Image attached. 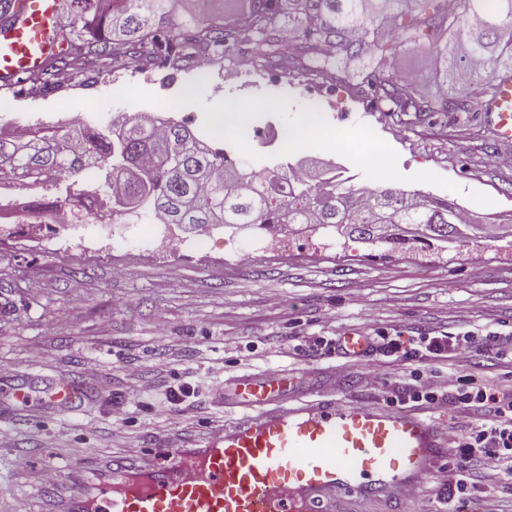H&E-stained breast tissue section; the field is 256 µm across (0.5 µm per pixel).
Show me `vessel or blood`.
<instances>
[{
	"mask_svg": "<svg viewBox=\"0 0 512 512\" xmlns=\"http://www.w3.org/2000/svg\"><path fill=\"white\" fill-rule=\"evenodd\" d=\"M58 0H22L0 28V87L40 73L60 49ZM481 110L512 143V75L495 78ZM243 416L206 440L176 444L166 464L113 463L95 489L73 480L64 512H318L337 493L376 497L420 486L445 453L426 412L303 400L283 377L237 381Z\"/></svg>",
	"mask_w": 512,
	"mask_h": 512,
	"instance_id": "obj_1",
	"label": "vessel or blood"
}]
</instances>
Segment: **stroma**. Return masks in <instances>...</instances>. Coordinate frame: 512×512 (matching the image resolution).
<instances>
[{"label": "stroma", "instance_id": "obj_1", "mask_svg": "<svg viewBox=\"0 0 512 512\" xmlns=\"http://www.w3.org/2000/svg\"><path fill=\"white\" fill-rule=\"evenodd\" d=\"M97 97L102 113L86 112L88 125L111 128L120 115L143 105L113 101L134 84L163 99L203 89L206 104L244 96L285 95L291 111L311 105L304 76L285 75L247 89L225 85L222 71L103 73ZM64 88L42 100L26 83L0 125L23 119L56 131L48 112L72 99ZM334 127L370 126L398 154L409 175L430 170L462 188L490 195L494 203L470 204L478 224L512 225V145L493 140L481 116L465 127L436 117L407 127L388 113L336 114L322 107ZM186 242L169 247L171 234ZM258 231L223 225L196 232L175 224L119 214L69 230L6 225L0 233V512H61L58 486L91 479L116 459L161 463L170 444L202 436L241 415L236 379L245 374H284L299 395L385 406L387 396L413 389L408 369L378 347L380 335L417 348L425 336L496 333L499 348L477 351L479 375L512 382V236L469 243L385 242L342 237L329 229L291 235L287 247L268 250ZM467 320H460V313ZM345 332L366 336L361 356L340 350L313 353L314 344ZM97 374L87 377L86 363ZM378 378H370V370ZM138 380L149 394L129 403ZM81 388L73 408L56 404L59 383ZM187 387L188 407L168 391ZM447 459H440L420 493L362 498L339 494L333 512H448Z\"/></svg>", "mask_w": 512, "mask_h": 512}]
</instances>
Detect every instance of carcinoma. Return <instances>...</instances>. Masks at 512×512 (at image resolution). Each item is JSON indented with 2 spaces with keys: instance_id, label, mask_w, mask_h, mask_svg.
Here are the masks:
<instances>
[{
  "instance_id": "cac0c4a2",
  "label": "carcinoma",
  "mask_w": 512,
  "mask_h": 512,
  "mask_svg": "<svg viewBox=\"0 0 512 512\" xmlns=\"http://www.w3.org/2000/svg\"><path fill=\"white\" fill-rule=\"evenodd\" d=\"M63 48L47 61L43 90L102 72H136L164 61L184 69L197 59L230 61L247 55L255 70L289 74L303 65L325 82L342 80L371 95L407 125L435 113L476 112L492 97L493 74L512 71V0H239L218 19L198 0H67ZM182 5L177 35L167 17ZM416 54L429 65V92L397 61ZM157 119L124 121L122 137L86 126L19 142L0 135V179L22 185L52 183L74 195L76 177L95 166L108 171L112 206L127 214L157 215L164 224L197 229L242 224L274 231L285 224L333 228L350 224L358 238L384 235L401 245L459 237L465 225L455 205L416 192L347 187L321 176L288 186L281 165L255 171L227 160V150L200 141L179 122L156 129ZM141 199L137 209L123 207Z\"/></svg>"
}]
</instances>
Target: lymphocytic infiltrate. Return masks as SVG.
<instances>
[{
  "mask_svg": "<svg viewBox=\"0 0 512 512\" xmlns=\"http://www.w3.org/2000/svg\"><path fill=\"white\" fill-rule=\"evenodd\" d=\"M421 349L404 348L399 337L386 339L388 352L409 366L416 386L409 401L432 408L443 406L470 418L467 428H449L448 446L454 451V480L448 485V512H461L475 490L489 481H512V385L478 380L471 357L480 344L475 336L464 335L449 343L425 337ZM452 352L458 366L440 382L426 359L429 355Z\"/></svg>",
  "mask_w": 512,
  "mask_h": 512,
  "instance_id": "1",
  "label": "lymphocytic infiltrate"
}]
</instances>
